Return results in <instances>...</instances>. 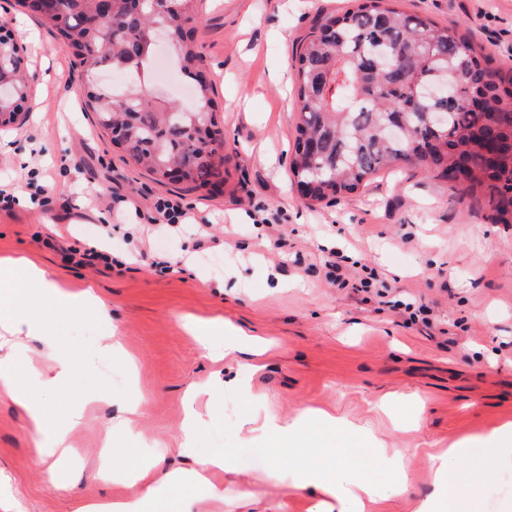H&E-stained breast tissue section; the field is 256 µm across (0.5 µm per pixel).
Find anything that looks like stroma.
Instances as JSON below:
<instances>
[{
    "label": "stroma",
    "instance_id": "1",
    "mask_svg": "<svg viewBox=\"0 0 512 512\" xmlns=\"http://www.w3.org/2000/svg\"><path fill=\"white\" fill-rule=\"evenodd\" d=\"M352 0H197L194 39L214 86L213 115L224 142V180L184 190L161 185L125 163L122 150L84 111L83 74L58 30L39 15L0 0L22 46L29 89L20 124L0 126V262L25 255L67 289L93 286L112 319L55 322L71 355L69 402L92 400L66 457L37 462L26 413L0 396V512H80L113 487L99 476L105 444L159 457L163 471L186 470L218 449L231 451L236 474L224 479L221 512H308L316 498L272 487L268 457L241 422L261 398L280 415L322 409L343 422L336 442L347 465L380 473L371 512H416L435 489L427 454L467 444L457 469L479 512H512V490L490 495L505 473L486 435L512 423V223L494 224L484 201L458 196L414 164L373 178L338 201L299 196L290 171L297 84L292 58L318 18ZM409 14L468 36L499 75L512 73V0H397ZM26 163H19L18 154ZM136 197L142 211L157 198L181 197L197 223L223 239L212 270L193 229L115 223L114 194ZM284 232L288 254L272 253L269 230ZM104 243L110 269L79 265L73 250ZM172 266L160 271L159 258ZM342 273L373 268L388 298L365 296L325 278V261ZM431 309L432 328L406 321L393 300ZM214 318L269 341L260 356L224 358L223 337L202 348L193 327ZM445 329L455 343L430 337ZM119 341L137 360L128 372L107 345ZM256 360L257 369L247 366ZM220 380L195 403L204 425L182 450L187 396ZM142 397L131 434L107 439L129 390ZM111 401H100L102 392ZM416 449L407 484L395 491L379 449Z\"/></svg>",
    "mask_w": 512,
    "mask_h": 512
}]
</instances>
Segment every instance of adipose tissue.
<instances>
[{
	"label": "adipose tissue",
	"instance_id": "ef3b65f1",
	"mask_svg": "<svg viewBox=\"0 0 512 512\" xmlns=\"http://www.w3.org/2000/svg\"><path fill=\"white\" fill-rule=\"evenodd\" d=\"M59 313L93 314L102 319L109 316L107 306L92 289L64 290L49 271L28 258L15 259L0 271V327L15 336L40 338L53 356L48 373L34 374L26 381L19 380L15 374L16 363L25 356L22 346H14L7 357L0 359V394H6L31 419L40 439L36 453L41 460L67 452L70 435L85 415L84 405L76 403L67 408L64 422H55L52 405L35 396L39 389L61 393L71 380L70 359L53 327V317ZM249 422L253 431L264 437L263 454L271 457L283 451L295 454L289 468L274 464L265 471L267 483L285 484L303 491L317 490L325 498L337 501L340 512H367L365 503L377 495L378 480L364 473L342 474L343 461L334 444L321 443L309 432L313 425L325 431L335 430L334 416L317 412L283 420L261 406L254 410ZM470 454V448L460 446L430 455L435 491L420 504L417 512H469L453 463ZM157 465L154 459L132 462L115 453L107 455L104 480L116 486L136 485L140 492L134 497L113 496L110 502L96 506L94 512H159ZM235 470L233 457L224 452L212 453L199 461L188 478V489L176 493L171 503L172 512H195L197 501L204 496L223 499L224 488L215 478Z\"/></svg>",
	"mask_w": 512,
	"mask_h": 512
}]
</instances>
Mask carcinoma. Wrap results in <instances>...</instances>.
Listing matches in <instances>:
<instances>
[{"instance_id": "cac0c4a2", "label": "carcinoma", "mask_w": 512, "mask_h": 512, "mask_svg": "<svg viewBox=\"0 0 512 512\" xmlns=\"http://www.w3.org/2000/svg\"><path fill=\"white\" fill-rule=\"evenodd\" d=\"M182 11L152 13L149 4L131 12L127 0H57L64 45L84 72H98L114 58L146 66L150 28L170 30V47L195 99L212 103L210 81L200 78L203 56L187 23L197 20L195 2L179 0ZM344 13L325 17L296 52L299 122L291 173L314 183L311 200H335L366 186L381 170L409 159L438 179L451 177V190L483 194L494 223L512 215V77H492L471 42L451 28L389 6V0H352ZM102 14L95 27L86 17ZM87 110L110 134L132 129L121 145L126 159L165 184L167 170L183 171L184 183L205 186L222 177L224 157L213 162L203 151L222 145L213 119L193 128L194 113L176 109L148 87L133 83L125 95L94 89ZM442 112L443 129L430 130L431 113ZM390 122L408 136L392 141Z\"/></svg>"}]
</instances>
